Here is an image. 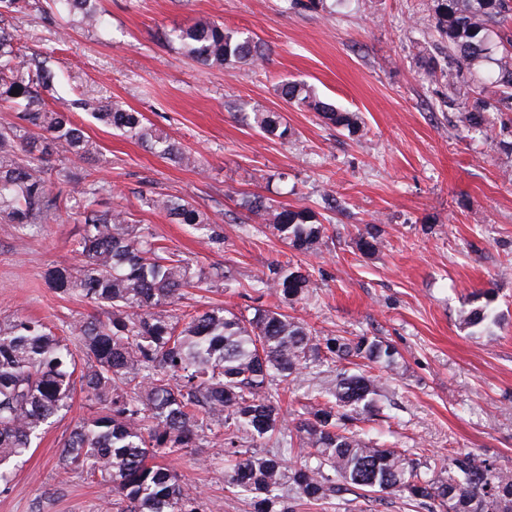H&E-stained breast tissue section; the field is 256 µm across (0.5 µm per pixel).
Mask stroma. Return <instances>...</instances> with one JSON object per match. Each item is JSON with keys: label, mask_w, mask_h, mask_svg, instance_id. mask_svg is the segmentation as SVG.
Wrapping results in <instances>:
<instances>
[{"label": "stroma", "mask_w": 512, "mask_h": 512, "mask_svg": "<svg viewBox=\"0 0 512 512\" xmlns=\"http://www.w3.org/2000/svg\"><path fill=\"white\" fill-rule=\"evenodd\" d=\"M426 3L347 0L311 11L291 0H99L107 28L95 34L46 19V0H29L12 24L24 54L51 55L62 72L63 89L46 96L51 109L67 110L83 95L114 99L198 158V167L181 166L87 117L91 154L51 161L54 170L98 181L103 207L132 213L169 250L224 273L190 289L177 312L261 307L321 336L382 337L400 357L388 405L363 424L370 436L439 462L454 449L473 451L512 473V153L465 130L457 103L466 82L452 91L424 79L419 58L437 52ZM202 17L260 39L265 58L208 68L166 40ZM285 79L359 113L360 131L347 135L288 105L277 93ZM255 110L281 113L292 138L260 133ZM328 188L345 210L333 214L328 243L315 253L289 248L241 206L259 195L319 212ZM157 195L192 201L221 242L147 208L145 198ZM367 224L384 230L373 255L355 245ZM81 231L64 215L34 237L0 222V319L38 318L69 330L87 316L107 317V308L44 278L51 266L79 263L73 246ZM286 260L310 273L308 296L289 301L257 288V277ZM489 288L502 324L489 336L471 333L459 311ZM97 410L75 393L0 494V512H101L109 489L67 470L60 456L76 423ZM162 462L183 475L207 512H249L247 499L224 490L214 440Z\"/></svg>", "instance_id": "35a3bbf8"}]
</instances>
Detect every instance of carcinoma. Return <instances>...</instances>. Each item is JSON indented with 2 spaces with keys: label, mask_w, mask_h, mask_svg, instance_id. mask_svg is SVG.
<instances>
[{
  "label": "carcinoma",
  "mask_w": 512,
  "mask_h": 512,
  "mask_svg": "<svg viewBox=\"0 0 512 512\" xmlns=\"http://www.w3.org/2000/svg\"><path fill=\"white\" fill-rule=\"evenodd\" d=\"M56 11L95 31L106 25L98 0H53ZM27 0H0V108L15 120L0 124V219L34 236L64 212L82 224L77 267L54 266L46 280L63 294L77 293L111 315L78 324L69 344L40 319L0 321V493L9 490L18 462L51 420L68 410L75 388L101 405L62 443L66 468L98 478L112 489L104 512H206L175 470L152 462L186 455L206 434L219 439L224 487L246 497L251 512H298L352 487L378 498L397 497L423 512H512V475L472 451H453L440 469L421 458L384 448L354 421L373 414L384 396L381 376L392 371L398 351L377 336H317L285 313L255 308L244 315L213 306L178 316L173 307L186 289L211 279L202 267L156 243L150 228L125 211L100 209L101 188L86 178L57 172L48 163L61 153L83 159L92 143L69 112L48 108L44 90L61 86L47 56L19 53L9 15ZM436 46L445 65L431 57L423 75L448 72L452 86L463 72L478 73L479 86L462 103L461 122L471 132L495 134L512 151V37L504 28L512 0H431ZM197 63L252 65L263 48L243 31L211 20L173 30ZM17 95H11V92ZM286 103L317 113L340 131L354 134L356 112L321 98L307 83L278 85ZM73 109L137 141L157 155L196 164V158L147 121L142 113L109 99L77 98ZM265 135L291 136L278 112L255 111ZM176 224L207 232L212 220L185 198L152 200ZM279 239L301 253L326 244L327 227L313 210L288 208L253 196L244 201ZM384 230L367 224L356 245L376 252ZM285 300L310 293V274L277 263L258 279ZM494 294H473L460 324L484 332L499 324ZM86 365L77 368V356ZM336 365L328 389L308 397L286 424L278 387L290 385L314 363ZM298 447L288 462V447Z\"/></svg>",
  "instance_id": "cac0c4a2"
}]
</instances>
